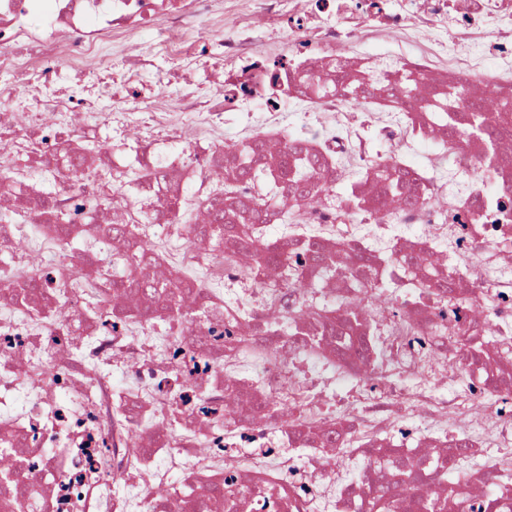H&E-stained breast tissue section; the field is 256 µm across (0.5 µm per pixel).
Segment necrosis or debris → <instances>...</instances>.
Listing matches in <instances>:
<instances>
[{"label": "necrosis or debris", "mask_w": 512, "mask_h": 512, "mask_svg": "<svg viewBox=\"0 0 512 512\" xmlns=\"http://www.w3.org/2000/svg\"><path fill=\"white\" fill-rule=\"evenodd\" d=\"M138 42L208 70L101 80ZM0 71V512L512 503V0H0ZM228 184L295 279L201 241ZM114 214L145 277L179 258L181 312L120 305Z\"/></svg>", "instance_id": "1"}]
</instances>
